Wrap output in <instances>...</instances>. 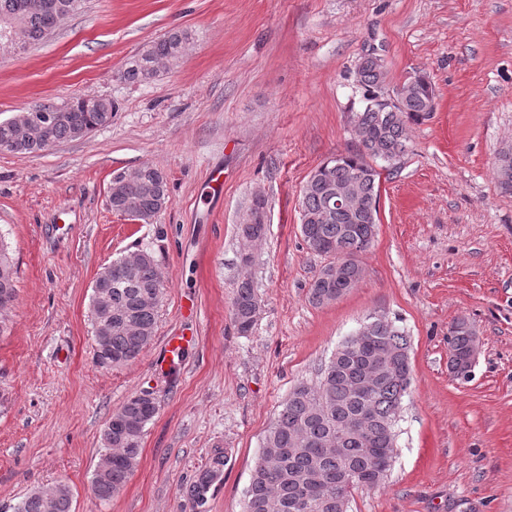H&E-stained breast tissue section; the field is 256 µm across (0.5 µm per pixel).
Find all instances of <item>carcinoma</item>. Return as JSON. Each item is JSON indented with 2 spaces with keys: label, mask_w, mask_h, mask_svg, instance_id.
I'll return each instance as SVG.
<instances>
[{
  "label": "carcinoma",
  "mask_w": 512,
  "mask_h": 512,
  "mask_svg": "<svg viewBox=\"0 0 512 512\" xmlns=\"http://www.w3.org/2000/svg\"><path fill=\"white\" fill-rule=\"evenodd\" d=\"M54 10L70 17L78 13L83 0H46ZM17 20L23 26L30 44L42 41L53 30L52 13L33 8V0H0V23ZM191 35L185 30H173L162 38L146 44L118 72L126 82H145L158 75L159 66L172 62L174 55L184 53ZM386 65L363 56L356 67V78L365 91L367 101L363 111L354 116V128L361 147L336 154L321 163L309 176L302 190L301 216L307 223L300 225L308 248L329 258L309 288V301L319 307L335 302L361 282L357 267L350 263L342 270V287L326 288L321 277L336 262V255L349 258L367 250L376 234L378 211L356 220L345 213L322 219L324 190L327 183L357 180L362 200L370 204L379 199V163L395 172L394 166L407 153L409 129L430 118L435 109V90L429 80L419 84L418 91L400 106L391 105L377 95L385 82ZM35 121L29 141L14 152L38 153L47 149L46 142L57 143L73 138L72 128L78 126L88 135L112 118L115 106L108 98L92 100L85 106L83 97L76 96L60 105L35 104ZM495 173L500 188L512 192V146L502 148L496 156ZM109 204L113 211L130 220L147 223L162 212L170 202L167 179L158 169L144 166L138 178L119 181ZM265 200L254 198L249 208L251 222L238 225L239 235L247 240L266 234L262 222ZM135 279H126L125 256L111 262L112 280L108 283L109 306L100 311L96 300H90V316L94 332L105 326L110 336L109 354H94L95 364L108 361L117 367L136 359L152 341L157 327L158 309L163 283L153 254L138 249ZM17 297V270L9 247L0 240V308L13 304ZM260 302L251 280L244 276L238 283L232 302V320L242 336L252 332ZM474 327L465 319L450 328L449 345L453 353L448 367L459 377L467 378L462 366L463 356ZM385 353L395 368L411 373L408 340L397 326L361 338L352 351L331 357L321 369L319 378L308 388L296 385L282 404L277 418L263 439L266 448H280L282 455L273 464L255 465L247 491L246 512H266L271 499L282 504L280 512H348L351 492L359 487L380 485L388 470H374L369 447H384L387 433L396 431V414L401 409L408 388L400 386L391 374L378 378L377 388L367 397L356 393L353 380L373 376L377 372L378 354ZM157 413L155 400L138 395L129 398L110 417L112 427L102 434L105 460L97 463L91 481L94 497L107 502L119 493L136 469L141 453V439L146 425ZM359 419L358 429L346 433L340 455L311 458L307 448L296 440L306 435L313 441H323ZM224 467L223 451L217 449L208 466L196 475L187 489L189 497L199 506L208 498L211 487L221 480ZM352 477L341 493L331 489L318 497H305L307 488L319 482H336L344 473ZM72 492L67 485H52L32 491L16 505L14 512H71Z\"/></svg>",
  "instance_id": "cac0c4a2"
}]
</instances>
